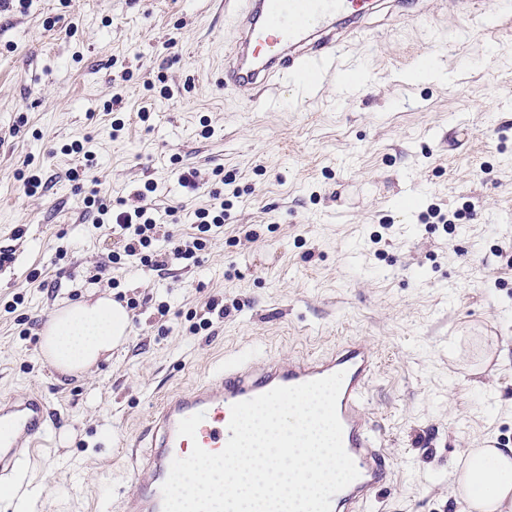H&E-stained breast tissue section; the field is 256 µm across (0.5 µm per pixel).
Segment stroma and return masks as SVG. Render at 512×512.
<instances>
[{
    "label": "stroma",
    "instance_id": "1",
    "mask_svg": "<svg viewBox=\"0 0 512 512\" xmlns=\"http://www.w3.org/2000/svg\"><path fill=\"white\" fill-rule=\"evenodd\" d=\"M497 2L468 29L438 0L414 19L374 14L341 85L288 81L263 109L221 82L234 32L220 0L0 11V397L35 390L55 411L0 512H107L134 487L123 445L163 397L242 351L286 359L348 339L378 355L367 408L392 461L366 512H457L449 473L467 450L512 448V20ZM160 81L170 97L150 92ZM74 142L95 155L81 186ZM33 166L31 196L17 175ZM181 168L203 186L181 187ZM147 182L176 239L223 199L197 262L124 257L84 207L85 188L130 201ZM433 204L473 211L423 223ZM105 294L137 302L125 345L81 375L45 363L50 314Z\"/></svg>",
    "mask_w": 512,
    "mask_h": 512
}]
</instances>
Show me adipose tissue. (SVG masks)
I'll return each instance as SVG.
<instances>
[{
    "label": "adipose tissue",
    "instance_id": "ef3b65f1",
    "mask_svg": "<svg viewBox=\"0 0 512 512\" xmlns=\"http://www.w3.org/2000/svg\"><path fill=\"white\" fill-rule=\"evenodd\" d=\"M130 319L109 297L53 311L44 329L42 355L64 374L83 373L124 344ZM467 512H512V448H471L450 479Z\"/></svg>",
    "mask_w": 512,
    "mask_h": 512
}]
</instances>
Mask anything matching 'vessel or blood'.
Returning <instances> with one entry per match:
<instances>
[{
    "label": "vessel or blood",
    "mask_w": 512,
    "mask_h": 512,
    "mask_svg": "<svg viewBox=\"0 0 512 512\" xmlns=\"http://www.w3.org/2000/svg\"><path fill=\"white\" fill-rule=\"evenodd\" d=\"M237 6V30L224 60L225 87L259 95L288 78L329 75L338 50L354 40L374 13L404 19L419 0H225ZM377 365L373 348L352 341L316 356L256 361L246 355L225 362L201 384L166 396L151 419L145 452L131 455L135 487L120 499L122 512H163L161 487L173 459L193 446L220 452L229 437L232 405L278 386H296L335 373L344 379L337 400L343 445L358 478L337 492L332 512H365L374 492L391 476L388 454L373 428L366 399ZM204 419L195 438L180 436V421L196 413ZM50 409L35 392L0 398V490L13 494L15 480L46 435Z\"/></svg>",
    "instance_id": "b4317fda"
}]
</instances>
